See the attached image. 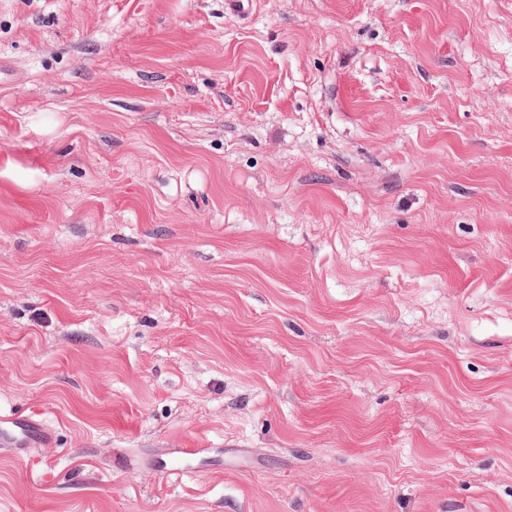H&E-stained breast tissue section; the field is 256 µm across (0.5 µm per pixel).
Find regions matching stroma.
<instances>
[{
    "label": "stroma",
    "instance_id": "stroma-1",
    "mask_svg": "<svg viewBox=\"0 0 512 512\" xmlns=\"http://www.w3.org/2000/svg\"><path fill=\"white\" fill-rule=\"evenodd\" d=\"M2 417L0 512H512V0H0ZM48 439L46 432L30 422L15 420L8 427H0L2 448H27L29 445Z\"/></svg>",
    "mask_w": 512,
    "mask_h": 512
}]
</instances>
